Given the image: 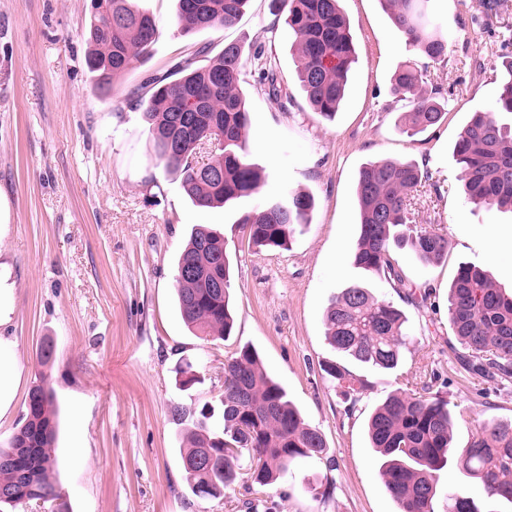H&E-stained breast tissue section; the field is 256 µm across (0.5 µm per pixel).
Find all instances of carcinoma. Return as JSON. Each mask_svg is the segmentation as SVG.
<instances>
[{"label": "carcinoma", "instance_id": "1", "mask_svg": "<svg viewBox=\"0 0 512 512\" xmlns=\"http://www.w3.org/2000/svg\"><path fill=\"white\" fill-rule=\"evenodd\" d=\"M181 35L200 29L232 27L250 0H177ZM433 0H380L414 57L437 61L448 39L433 10ZM276 17L294 37L300 64L296 77L312 111L334 119L358 62L350 24L340 0H271ZM86 65L102 84L125 74L147 58L156 34L154 17L135 0H89ZM258 73L264 91L282 96L277 67L262 45L246 50L227 42L217 55L205 47L152 75L127 92L133 109H143L156 159L179 173L192 204L211 209L256 194L262 175L248 160L249 111L241 89L246 65ZM393 90L410 96L401 131L412 137L439 124L444 104L426 88L424 74L407 61L393 76ZM214 151L215 167L204 169L196 150ZM465 177L467 199L475 206L512 213V62L494 109L471 113L453 148ZM428 173L413 161L377 159L359 170L356 198L359 231L352 247L354 265L369 276L397 282L390 244L407 245L429 265L448 256L447 235L421 230L413 235L396 228L413 223L410 196ZM313 198L300 191L268 201L239 219L247 243L285 249L298 227L308 223ZM177 306L183 322L206 336H231L230 262L224 235L197 224L176 264ZM448 320L468 364L481 374L512 380V293L496 287L475 266L459 265L448 291ZM326 340L334 352L358 364L395 370L410 336L407 318L391 303L360 283L343 289L325 312ZM324 372L346 398L369 388V382L343 364L328 361ZM222 426L208 423L211 409L200 411L181 452L192 492L218 498L239 474L242 453L251 462L249 479L256 493L272 485L298 462L322 458V434L306 424L283 387L267 372L257 351L248 346L224 361ZM24 422L9 444L0 448V508L30 501H54L60 491L50 479L57 410L45 375L28 393ZM453 415L440 395H389L369 416L370 447L381 457V476L398 512H432L439 472L450 464L478 483L488 500L512 504V421L482 423L467 444H452ZM229 455H224V451ZM448 512H482L464 492L448 495Z\"/></svg>", "mask_w": 512, "mask_h": 512}]
</instances>
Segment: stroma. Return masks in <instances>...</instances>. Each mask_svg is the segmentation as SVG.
I'll return each mask as SVG.
<instances>
[{
  "mask_svg": "<svg viewBox=\"0 0 512 512\" xmlns=\"http://www.w3.org/2000/svg\"><path fill=\"white\" fill-rule=\"evenodd\" d=\"M138 5L156 20L151 53L103 88L85 62L88 0H0V342L22 364L0 415V445L19 428L42 372L58 410L53 479L70 512H397L365 428L389 395L427 387L446 397L459 448L477 424L512 420V382L465 365L448 323L459 264L512 289V215L470 204L453 156L471 112L496 104L512 61V0L491 16L479 0H437L447 54L417 64L448 112L412 137L398 130L412 104L392 91L409 54L379 0H341L358 63L330 121L310 109L294 38L276 24L269 0H250L233 27L186 38L176 32L175 0ZM230 41L261 43L285 94L269 97L246 71L249 161L264 182L238 204L201 210L156 160L143 114L125 95L195 47L217 53ZM376 158L428 171L412 202L416 225L443 230L450 242L433 265L394 247L400 288L350 259L356 177ZM286 188L313 197L309 224L288 248L248 246L239 216ZM197 224L223 233L233 265L235 327L224 341L190 331L176 305L177 259ZM354 282L403 310L412 340L395 370L357 367L370 387L352 404L322 364L333 356L325 310ZM245 345L329 451L263 494L241 479L220 498H202L188 487L180 450L202 407L224 396L225 358ZM186 363L199 378L190 387L176 374Z\"/></svg>",
  "mask_w": 512,
  "mask_h": 512,
  "instance_id": "stroma-1",
  "label": "stroma"
}]
</instances>
